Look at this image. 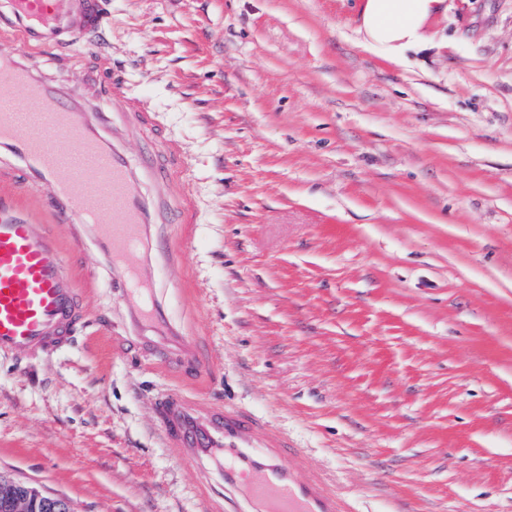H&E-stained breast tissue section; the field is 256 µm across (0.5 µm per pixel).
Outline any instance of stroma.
<instances>
[{"instance_id": "stroma-1", "label": "stroma", "mask_w": 512, "mask_h": 512, "mask_svg": "<svg viewBox=\"0 0 512 512\" xmlns=\"http://www.w3.org/2000/svg\"><path fill=\"white\" fill-rule=\"evenodd\" d=\"M96 54L182 145L194 291L153 251L169 315L207 329L209 402L287 434L356 512H512V0H444L406 64L353 0H107ZM131 161L149 151L107 104ZM90 319L120 322L97 246ZM172 385L75 336L0 354V477L73 512H203L154 420Z\"/></svg>"}]
</instances>
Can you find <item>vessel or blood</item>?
<instances>
[{"label":"vessel or blood","instance_id":"1","mask_svg":"<svg viewBox=\"0 0 512 512\" xmlns=\"http://www.w3.org/2000/svg\"><path fill=\"white\" fill-rule=\"evenodd\" d=\"M104 19L96 0H7L0 10V352L50 353L75 333L98 283L60 234L71 227L94 240L121 286L128 333L100 328L98 339L117 352H144L153 367L188 379L163 393L157 409L168 448L200 470L210 512H352L286 437L269 435L234 408H201L215 369L206 332L173 322L145 273L144 246L162 215L179 230L168 263L181 264L196 234L195 197L177 165L181 146L162 137L153 112L125 82L102 88L159 140L144 165L159 187L145 196L141 168L98 133L101 107L49 82L37 65L45 50L78 42ZM18 43L26 48L21 58L13 52Z\"/></svg>","mask_w":512,"mask_h":512}]
</instances>
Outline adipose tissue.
Returning a JSON list of instances; mask_svg holds the SVG:
<instances>
[{"instance_id": "ef3b65f1", "label": "adipose tissue", "mask_w": 512, "mask_h": 512, "mask_svg": "<svg viewBox=\"0 0 512 512\" xmlns=\"http://www.w3.org/2000/svg\"><path fill=\"white\" fill-rule=\"evenodd\" d=\"M442 0H361L360 43L378 57L403 63L425 40L424 29Z\"/></svg>"}]
</instances>
